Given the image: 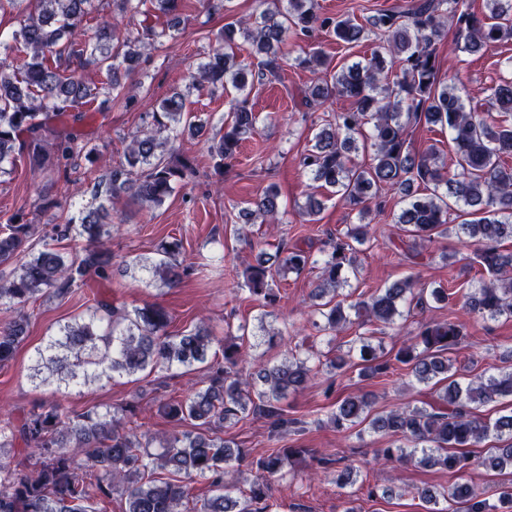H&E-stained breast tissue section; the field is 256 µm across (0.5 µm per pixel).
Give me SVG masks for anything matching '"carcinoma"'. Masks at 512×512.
<instances>
[{"instance_id": "obj_1", "label": "carcinoma", "mask_w": 512, "mask_h": 512, "mask_svg": "<svg viewBox=\"0 0 512 512\" xmlns=\"http://www.w3.org/2000/svg\"><path fill=\"white\" fill-rule=\"evenodd\" d=\"M169 17L158 27L148 21L146 2ZM26 0H0V12L14 11L19 27L10 49L23 57L16 67L0 60V172L5 163L25 160L36 173H68L79 160L96 155L89 142L63 128V118L78 120L85 107L108 112L126 95L121 78L129 77L142 55L174 39L185 0H110L121 15L137 21L125 31L115 25L83 26L101 0H36L33 11ZM276 10H262L224 26L217 39L228 50L215 48L191 72L185 91H174L146 113L148 121L128 134L125 163L106 181L95 184L91 202L52 227L60 239L85 246L70 258L46 244L30 259L35 227L19 210L0 230V306L15 316L0 326V366L8 365L27 334L24 310L43 295L63 297L88 285L90 275L108 279L112 256L104 248L110 236L107 204L128 196L144 208L160 206L177 185L197 177L193 164L175 155L174 141L186 132L199 133L203 125L183 121L190 90L221 86L233 92L231 124L212 141L210 157L221 173L234 160L242 142L257 129L249 95L254 80L278 72L283 46L311 42L324 34L347 45L360 42L370 26L385 37L381 49L367 61L353 62L329 80L316 83L306 95L315 109L336 97L352 100L348 112L322 119L313 144L300 166L313 182L303 215L313 221L322 208L320 190H329L360 216L369 204L383 210L381 192L398 196L395 223L403 226L400 254L416 261L438 237L455 236L476 247V258L488 275L462 296L460 310L470 317L496 321L512 319V251L500 249L512 240V77L496 86L490 103L497 118L478 115L455 84L439 76L438 45L454 29V48L469 53L512 41V0H484L485 12L471 11L468 0H416L403 10H382L366 24L351 18L322 16L315 0H277ZM144 19H138V16ZM250 44L257 70L235 60L238 40ZM74 58L82 68L105 75L89 83L68 70L62 59ZM400 63L389 75L388 62ZM448 128L453 143L451 163L440 160L437 148L420 153L409 148L413 127L421 122ZM371 148V163L359 164L351 153ZM278 190L270 186L246 211L247 221L258 215L277 220ZM370 238V225L350 224L326 243L320 282L312 298L324 318L323 329L336 335L352 324H381L398 331L415 313H425L450 300L441 285L419 284L407 278L354 303L338 298L349 286L347 273L357 274V246ZM182 249L175 239L162 245L157 261L136 264L155 281L178 286L192 270L177 263ZM310 251L298 244L277 245L269 254L259 251L244 272L251 294L270 303L274 277L299 274L307 267ZM171 316L161 305L145 303L130 311L105 305L87 320L67 323L38 352L37 373L42 382L55 380L81 385L88 379L134 376L146 370L206 365L202 388L185 399L160 401L164 417L187 423L191 429L157 438L131 425L135 406L127 403L104 413H64L54 400L36 405L20 420L0 421V448L23 445L38 452L35 461L13 463L0 459V512H89L86 503L126 496L125 512H182L190 497L187 480H211L218 494L203 501L199 512H267L271 480L282 474L295 457L311 455L308 448L285 444L288 417L281 402L288 393L307 388L322 361L312 354L293 353L279 364H259L246 370L241 345L227 342L224 361L209 359L220 339L203 326L180 334L169 332ZM466 324L456 317L418 323L410 343L395 353L420 384L438 388L442 408L405 406L372 414V395L361 393L336 402L327 424L346 432L363 424L390 438L377 455L386 461L414 462L426 467L465 473L473 467L503 472L512 470V404L496 417H483L477 408L499 398L512 397V366L483 372L462 384L452 372L448 353L465 339ZM336 371L358 369L366 378L387 376L391 360L372 337L358 335L349 349L329 361ZM252 416L268 421L273 442L258 458L232 446L218 432ZM157 446L159 452L151 451ZM249 483L244 498L235 496L239 484ZM464 512H512V485L501 488L494 503L483 499L467 482L442 493Z\"/></svg>"}]
</instances>
